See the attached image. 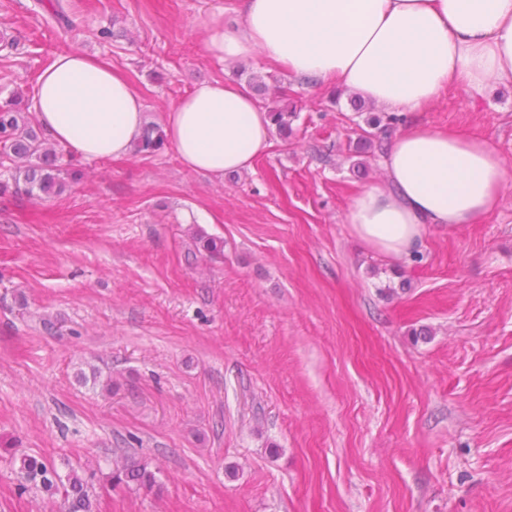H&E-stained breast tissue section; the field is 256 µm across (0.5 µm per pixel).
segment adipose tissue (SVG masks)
<instances>
[{
	"instance_id": "obj_1",
	"label": "adipose tissue",
	"mask_w": 512,
	"mask_h": 512,
	"mask_svg": "<svg viewBox=\"0 0 512 512\" xmlns=\"http://www.w3.org/2000/svg\"><path fill=\"white\" fill-rule=\"evenodd\" d=\"M206 27L218 60L258 55L393 112L420 111L456 85L480 95L512 83V0H234ZM33 98L51 140L86 160L129 155L144 126L131 83L79 50L54 57ZM163 130L187 169L220 178L267 151L271 121L246 87L216 79L183 97ZM380 164L386 185L359 190L343 221L395 259L412 256L431 226L490 215L507 179L490 140L416 124L388 141Z\"/></svg>"
}]
</instances>
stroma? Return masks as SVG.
<instances>
[{"mask_svg":"<svg viewBox=\"0 0 512 512\" xmlns=\"http://www.w3.org/2000/svg\"><path fill=\"white\" fill-rule=\"evenodd\" d=\"M69 3L63 28L0 0L19 42L0 101L77 47L155 123L198 83L252 74L297 118L221 179L166 144L65 154L80 175L60 196L0 195V512H60L20 488L23 453L98 470L96 512H512V178L492 214L391 260L343 222L379 169L343 89L208 55L225 0ZM414 119L490 139L512 171V83L452 88ZM202 233L222 257L200 255ZM132 455L153 490L107 483Z\"/></svg>","mask_w":512,"mask_h":512,"instance_id":"stroma-1","label":"stroma"}]
</instances>
